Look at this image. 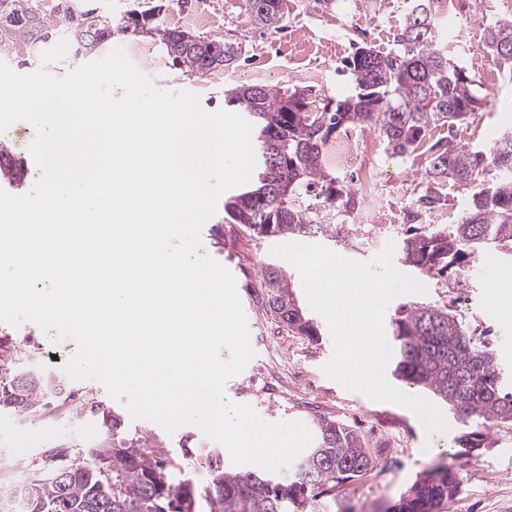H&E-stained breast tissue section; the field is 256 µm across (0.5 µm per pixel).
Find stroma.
Instances as JSON below:
<instances>
[{
	"label": "stroma",
	"mask_w": 512,
	"mask_h": 512,
	"mask_svg": "<svg viewBox=\"0 0 512 512\" xmlns=\"http://www.w3.org/2000/svg\"><path fill=\"white\" fill-rule=\"evenodd\" d=\"M99 14L118 20L133 8L159 7L157 23L171 26L174 14L191 17L189 30L205 40L237 41L242 53L232 65V77L215 79L189 76L170 68L160 47L151 38L116 34L89 55L97 60L115 47H123L131 61L160 89L188 91L198 95L201 107L216 112L224 107L225 90L253 82L263 74L264 85L299 88L311 92L317 105H335L351 93L343 74V61L356 48L388 52L405 23L404 0H282L285 21L281 28L256 25L234 0H85ZM461 40V58L475 73L495 67L480 26L483 16L512 20V0H453ZM488 103L468 125L454 129L458 144L485 146L505 131H512V80L499 77L489 87ZM348 139L350 153L343 165L331 172L343 189V204L320 212L319 223L341 227L339 239L315 236L341 256L365 262L376 261L387 242L402 243L409 226L427 234L447 229L465 210L469 190H450L429 218L411 221L418 197L428 183L425 156L412 153L396 157L387 152L375 127L352 125L337 133ZM370 172L378 184L377 202H369L362 172ZM204 253L221 265L236 269L240 301L253 308L248 326L254 356L246 372L230 378L225 391L237 403L247 404L266 422H302L314 427L317 417L337 421L357 432L377 457L378 465L367 476L351 481L336 497H319L316 504H302V512H389L413 482L435 468L458 471L462 480L458 496L441 512H512V425L472 423L478 450L467 452L460 443L466 428L446 416V432L426 435L419 419L407 408L377 402L346 390L329 379L322 367L333 355V342L322 315H315L321 335L318 340L288 332L267 313L261 283V266L272 261L276 237L256 238L244 227L231 223L223 209H216L201 231ZM480 264L496 268L490 281L475 270L457 274L425 275L394 254L393 263L424 290L401 295L388 305L385 331L404 307L432 305L485 336L505 374H512V345L502 337L512 336V244L483 251ZM0 343L16 353V370L40 369L54 376L67 390L90 394L112 408L122 420L128 437L156 438L176 461L188 465L198 483L210 479L204 461L220 458L225 470H234L228 450L206 437L193 425L166 432L159 425L132 418L127 408L113 399L97 380L74 381L63 365L74 355L72 340H56L25 321L19 325L0 322ZM99 433L88 415L73 410L66 414L25 417L0 409V496L14 486L26 485L50 449L75 453Z\"/></svg>",
	"instance_id": "obj_1"
}]
</instances>
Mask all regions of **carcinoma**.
I'll return each mask as SVG.
<instances>
[{
    "mask_svg": "<svg viewBox=\"0 0 512 512\" xmlns=\"http://www.w3.org/2000/svg\"><path fill=\"white\" fill-rule=\"evenodd\" d=\"M256 24L280 28L282 0H235ZM438 0H408L406 22L394 48L381 54L357 49L345 68L353 93L320 107L308 93L265 85L225 91L227 107L245 112L258 130L254 180L248 190L230 197L224 212L259 238L306 239L317 234L337 238L336 224H319L318 213L342 200V189L326 167L325 146L337 130L354 124L379 127L387 149L396 156L418 150L428 154L426 174L434 186L419 205L441 201L439 185L472 191L468 207L446 233L412 235L403 240L404 262L426 274L470 268L482 246L512 243V133L485 149L442 138L430 142L439 127L453 129L471 119L486 100L485 85L469 71L436 31ZM151 10L130 12L115 24L95 15L77 0H0V58L26 64L64 36L74 56L92 52L122 32L147 35L158 42L171 65L202 77L227 68L241 55L238 42L206 41L177 27L155 24ZM512 22L487 32L488 48L500 69L512 76ZM496 171L485 183L488 169ZM264 304L278 323L302 336L319 335L317 326L297 304L284 269L261 267ZM400 359L395 375L429 390L448 405L454 418L469 427L475 421L512 423V385L489 343L435 306H413L394 321ZM54 379L19 371L0 380V408L37 415L50 404L62 409L75 400ZM89 413L104 433L75 457L49 454L24 489V512H293L305 500L366 475L376 456L361 437L342 423L319 419L316 447L295 465L288 482L268 472H230L211 466V479L199 486L183 468L167 461L146 438H128L112 410L93 401ZM461 479L440 469L417 480L397 505L399 512H439L459 492Z\"/></svg>",
    "mask_w": 512,
    "mask_h": 512,
    "instance_id": "1",
    "label": "carcinoma"
}]
</instances>
